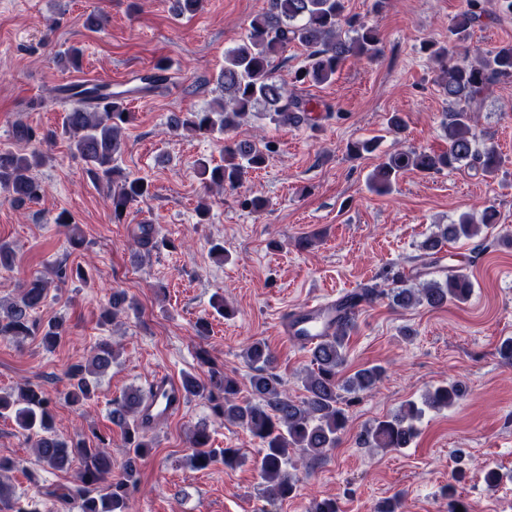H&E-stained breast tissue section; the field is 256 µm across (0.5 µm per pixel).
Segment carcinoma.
<instances>
[{"label":"carcinoma","instance_id":"carcinoma-1","mask_svg":"<svg viewBox=\"0 0 512 512\" xmlns=\"http://www.w3.org/2000/svg\"><path fill=\"white\" fill-rule=\"evenodd\" d=\"M344 11V0H266L263 10L251 19L249 34L224 54V68L217 78L222 91L219 108L174 114L169 118L170 130L205 138L216 132L234 131L258 112L267 113L277 125L315 123L312 112L316 106L312 98L297 92L296 87L326 84L349 57L372 63L381 53L378 28L355 16L348 17ZM485 13L484 0H468L467 9L449 28L448 43L424 44L430 58L439 66L438 86L448 100L445 126L448 147L444 150L410 148L390 154L369 178L372 190L389 191L405 170L437 174L468 164L482 175L494 177L504 165L494 147H478L475 119L476 112L496 88L512 81V44L494 47L472 58L462 57L459 52L471 27L481 23ZM296 42L308 50L307 63L291 74L289 82L279 81L272 75L271 60L288 44ZM165 71L164 64L157 63L139 77L141 86L130 91H114L109 84L93 83L60 97L66 106L62 133L69 140L71 152L88 165L93 179L112 188V216L117 221L131 206L150 195L147 181L129 177L116 164L123 132L132 120L126 97L158 87L166 80ZM55 138L54 131L18 120L13 125L12 140L20 148L0 146V190L8 193L15 207L20 209L45 193L33 171L45 161L39 146ZM379 144L378 137L356 140L349 144L348 152L361 158L374 153ZM272 152L270 140H235L224 145V164L212 167L201 161L197 176L208 189L234 188L249 172L263 167ZM496 218L495 210L489 208L479 223L463 213L457 221L439 226V232L422 245L421 266L435 264L444 243L472 239L482 228L495 223ZM55 223L69 230L72 248L83 247L84 238L78 232V225L65 213L58 214ZM132 243L141 249L158 250L167 246L153 235L148 224L134 228ZM73 276L84 279L79 267L72 270L65 265H52L27 280L12 300L0 303V336L18 340L38 331L42 345L55 348L66 334L65 321L53 318L38 325L34 314L44 306L55 282ZM472 291L468 274L451 270L442 281L432 279L417 288L412 285L394 288L390 299L401 308L416 305L440 308L448 303L466 302ZM372 295L373 290L363 289L361 294L349 296L336 305L333 332L310 349V368L302 378L305 396L300 400L289 397L282 380L273 373L275 355L262 340L252 341L244 351L253 371L249 377L250 398H239L237 380L219 369L211 370L205 379L189 375L183 380L187 397L206 400L214 417L242 426L258 441L261 451L257 469L271 503L286 500L296 491V479L287 470L293 456L320 460L337 447L347 425L346 407L350 404L340 391L349 394L371 391L383 374L381 367L370 366L340 379L347 362V340L353 329L346 322L347 310ZM132 306L125 293H113L108 306L100 313V324L113 323ZM113 361L112 344H95L85 362L69 369L71 390L67 398L77 404L95 397L100 378ZM462 396V387L448 383L427 392L424 404L448 408ZM155 397L157 393L152 390L144 394L135 389L113 402L112 423L121 430L126 447V460L117 469L104 438L65 437L58 432L54 398L37 384L20 386L15 394L0 392V417L14 418L19 432L31 442L43 464L63 469L74 457L82 461L83 468L76 474L73 486L57 496L61 508L76 506L79 512H130V490L138 482V463L152 449L148 439L152 421L145 405ZM422 413L423 408L417 403H407L396 415L371 426L365 442L386 450L406 447L414 436V421ZM188 448L189 462L198 470L218 462L233 466L240 460L236 448L212 447L210 426L205 421L190 430ZM0 506L9 512H39L13 498L10 486L1 480Z\"/></svg>","mask_w":512,"mask_h":512}]
</instances>
